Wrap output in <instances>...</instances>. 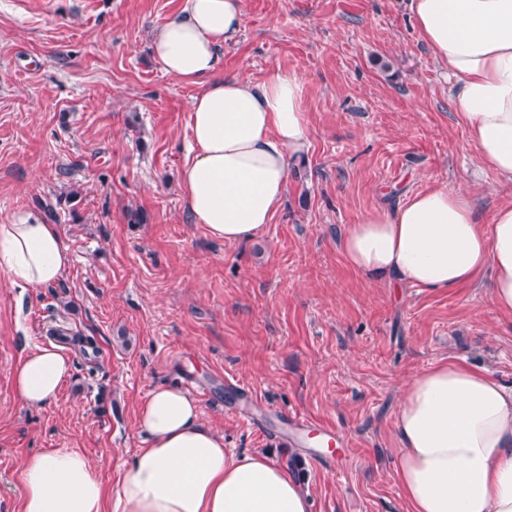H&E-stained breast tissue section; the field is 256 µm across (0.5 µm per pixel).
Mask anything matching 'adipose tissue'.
<instances>
[{
	"label": "adipose tissue",
	"mask_w": 512,
	"mask_h": 512,
	"mask_svg": "<svg viewBox=\"0 0 512 512\" xmlns=\"http://www.w3.org/2000/svg\"><path fill=\"white\" fill-rule=\"evenodd\" d=\"M418 31L453 84L449 104L480 162L512 183V0H410ZM242 0H185L153 39L168 75L197 89L179 187L193 223L234 244L279 209L293 158L306 152L305 82L279 68L254 83L219 73V50L242 27ZM369 280L431 290L488 278L493 307L512 314V202L480 223L470 194L433 187L377 207L341 242ZM71 257L55 225L31 213L0 222V271L12 283H57ZM71 361L55 345L19 363L20 401H56ZM142 446L114 487L88 458L60 448L27 458L21 512H310L306 490L262 453L238 455L207 428L189 392L155 387L137 419ZM394 431L396 480L411 512H512V386L463 361L411 377Z\"/></svg>",
	"instance_id": "adipose-tissue-1"
}]
</instances>
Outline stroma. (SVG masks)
I'll return each instance as SVG.
<instances>
[{
  "label": "stroma",
  "mask_w": 512,
  "mask_h": 512,
  "mask_svg": "<svg viewBox=\"0 0 512 512\" xmlns=\"http://www.w3.org/2000/svg\"><path fill=\"white\" fill-rule=\"evenodd\" d=\"M409 2L243 0L220 73L299 74L310 145L270 224L231 245L186 211L195 89L149 51L184 0H0V222L40 213L72 256L45 288L0 273V512H21L35 453L79 450L113 484L141 446L139 405L164 383L197 398L226 450L286 465L311 512H408L394 474L406 382L463 359L512 385V315L486 285L391 288L340 246L367 211L427 188L468 192L485 225L512 201L451 111ZM50 344L72 372L31 409L14 371ZM291 412L336 428L343 467L280 438Z\"/></svg>",
  "instance_id": "stroma-1"
}]
</instances>
